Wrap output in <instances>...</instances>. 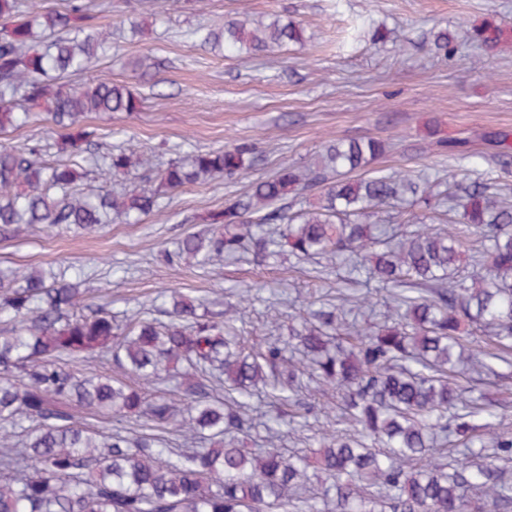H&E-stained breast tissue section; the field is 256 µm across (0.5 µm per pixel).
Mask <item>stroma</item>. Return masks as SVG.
Here are the masks:
<instances>
[{
    "label": "stroma",
    "instance_id": "obj_1",
    "mask_svg": "<svg viewBox=\"0 0 512 512\" xmlns=\"http://www.w3.org/2000/svg\"><path fill=\"white\" fill-rule=\"evenodd\" d=\"M97 23L112 30V54L90 74L122 83L143 103L134 116L91 112L86 123L99 135V151L133 146L143 170H157L229 142L251 144L259 164L230 181L216 174L166 195L162 209L137 224H111L81 237L56 230L0 237V266L50 268L66 260L81 266L92 288L112 297V313L129 304L157 312L161 293L220 301L236 315L250 343L287 335L306 313L309 296L326 292L317 261L285 255L273 265L252 256L205 269L172 266L164 252L189 233L207 231V218L232 204L253 183L280 167L309 159L328 140L373 137L392 143L374 170L423 171L454 182L465 170L512 187V169L494 160V133L512 132V32L488 56L466 45L455 57L437 54L432 40L495 14L512 29V0H94ZM279 14L302 21L304 47L252 57L224 56L190 38L198 27L223 28L226 20ZM389 30L383 44L352 40L345 28L356 16ZM149 71L136 70L143 56ZM469 141L471 162L433 150L429 128ZM267 284L261 303L238 302L243 285ZM302 398L311 416L281 426L288 451L318 450L322 417L336 392L305 379Z\"/></svg>",
    "mask_w": 512,
    "mask_h": 512
}]
</instances>
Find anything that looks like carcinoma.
I'll use <instances>...</instances> for the list:
<instances>
[{"mask_svg":"<svg viewBox=\"0 0 512 512\" xmlns=\"http://www.w3.org/2000/svg\"><path fill=\"white\" fill-rule=\"evenodd\" d=\"M87 0L61 10L37 0H0V136L17 131L41 107L70 161L44 159L50 145L0 141V237L55 228L90 233L103 224H137L160 199L214 173L243 174L254 163L247 144L174 160L158 175L121 191L111 181L135 168L132 148L90 151L89 112L139 111L141 101L109 80L71 83L112 48ZM496 21L441 29L434 48L452 55L461 37L492 48ZM190 37L241 55L305 42L304 30L279 15L232 19ZM434 144L457 159L461 140ZM496 161L512 164V143L496 137ZM376 139L326 144L303 165H288L251 193L213 213V228L182 238L170 265L204 267L250 254L259 263L288 252L298 260L349 263L357 294L336 284V303L309 313L289 338L270 336L249 349L232 316L198 313L183 295L170 298L169 320L140 308L112 318L107 296L90 295L81 269L67 265L0 269V512H508L504 468L489 460L473 471L433 457L451 438L470 449L480 429L492 447L512 451V428L465 399L471 374L499 376L512 366V203L498 183L465 178L453 189L425 174H366L386 152ZM95 170L102 184L78 182ZM318 194L290 212L288 196ZM418 206L423 224L441 208L455 224L397 228L402 206ZM267 224L277 228L270 231ZM477 244L471 275L460 270L464 238ZM385 292L389 321L374 330L348 319ZM106 357L117 374L79 367ZM175 371L182 405L128 383H152ZM336 390V431L322 436L321 494L310 491L307 455H289L267 427L270 447L236 445L254 427L251 398L261 384L278 403L308 415L298 398L302 376ZM111 415L131 426L104 431L87 418ZM176 435L169 442L161 433Z\"/></svg>","mask_w":512,"mask_h":512,"instance_id":"cac0c4a2","label":"carcinoma"}]
</instances>
